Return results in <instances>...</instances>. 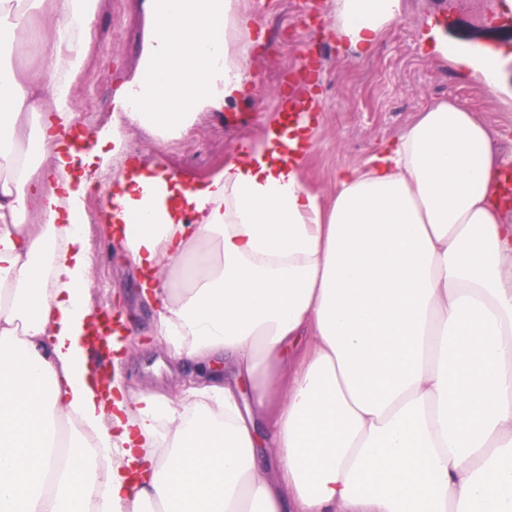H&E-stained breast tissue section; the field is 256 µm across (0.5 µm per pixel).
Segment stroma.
<instances>
[{
    "label": "stroma",
    "instance_id": "stroma-1",
    "mask_svg": "<svg viewBox=\"0 0 512 512\" xmlns=\"http://www.w3.org/2000/svg\"><path fill=\"white\" fill-rule=\"evenodd\" d=\"M316 0H239L256 42L251 69L256 77L245 101L221 116L202 115L197 124L165 146L142 131H128L129 160L161 166L186 179L203 181L224 167L241 140L262 144L266 128L288 106L290 78L314 69L311 83L323 100L314 147L303 181L322 200H330L340 169L362 165L385 142L396 139L428 107L448 99L465 105L499 137L500 155L512 160V112L477 83L460 78L450 62L428 52L423 38L439 24L452 48L473 52L497 49L506 61L503 77L512 84V26L478 24L461 0H403L402 14L365 56L339 50L324 36L311 8ZM144 21L136 0H100L95 49L72 89L74 123L88 135L112 121L111 101L119 78L136 67ZM107 184L92 186L84 197L91 245L89 305L98 311L116 307L124 317L126 350L122 372L135 390L177 392L192 363L171 364L151 333L154 317L136 294L134 272L114 243L102 212Z\"/></svg>",
    "mask_w": 512,
    "mask_h": 512
}]
</instances>
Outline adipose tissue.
<instances>
[{
  "label": "adipose tissue",
  "mask_w": 512,
  "mask_h": 512,
  "mask_svg": "<svg viewBox=\"0 0 512 512\" xmlns=\"http://www.w3.org/2000/svg\"><path fill=\"white\" fill-rule=\"evenodd\" d=\"M138 7V67L75 151L97 0H0V512H512V224L489 126L435 104L327 204L302 178L308 115L201 182L128 167V129L165 145L252 79L238 0ZM401 13L331 0L325 19L362 55ZM26 14L37 69L13 60ZM431 36L512 108L500 52ZM106 172L155 336L199 368L173 398L91 371L82 198Z\"/></svg>",
  "instance_id": "1"
}]
</instances>
